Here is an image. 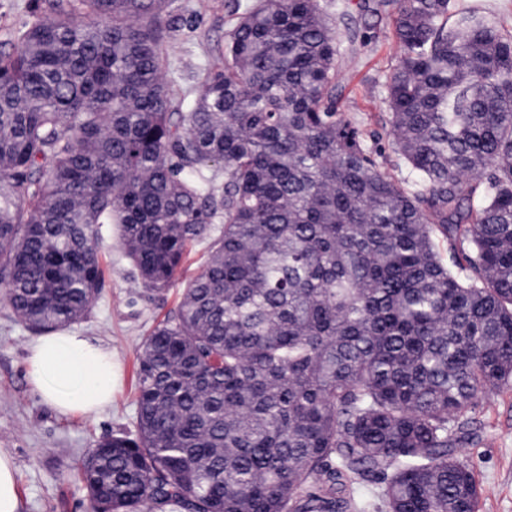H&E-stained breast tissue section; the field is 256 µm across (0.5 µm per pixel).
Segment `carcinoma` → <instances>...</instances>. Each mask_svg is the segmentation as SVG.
I'll return each instance as SVG.
<instances>
[{
  "label": "carcinoma",
  "mask_w": 512,
  "mask_h": 512,
  "mask_svg": "<svg viewBox=\"0 0 512 512\" xmlns=\"http://www.w3.org/2000/svg\"><path fill=\"white\" fill-rule=\"evenodd\" d=\"M171 6L50 0L0 51V283L20 322L85 315L104 224L150 294L210 251L142 343L137 435L75 465L92 512H478L467 414L512 383V30L398 0L383 93L406 179L336 110L319 0H250L182 95Z\"/></svg>",
  "instance_id": "cac0c4a2"
}]
</instances>
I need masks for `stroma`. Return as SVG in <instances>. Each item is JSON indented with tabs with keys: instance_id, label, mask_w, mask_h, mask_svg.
<instances>
[{
	"instance_id": "1",
	"label": "stroma",
	"mask_w": 512,
	"mask_h": 512,
	"mask_svg": "<svg viewBox=\"0 0 512 512\" xmlns=\"http://www.w3.org/2000/svg\"><path fill=\"white\" fill-rule=\"evenodd\" d=\"M343 2L345 15L333 19L342 51L336 108L378 133L386 112L382 85L397 63L394 14L363 15L360 0ZM237 3L174 0L181 22L167 47L166 77L176 88L194 84L197 74L215 63ZM100 253L104 287L87 315L71 326L109 346L122 368L121 386L96 418L62 416L40 400L27 379L29 346L37 334L17 322L0 297V448L13 457L22 512H90L72 466L102 437L136 433L141 341L175 309L185 283L208 259L206 244L195 245L167 292L148 294L111 225L102 229ZM474 418L480 438L465 444L461 457L481 488L479 512H512V386L480 403Z\"/></svg>"
}]
</instances>
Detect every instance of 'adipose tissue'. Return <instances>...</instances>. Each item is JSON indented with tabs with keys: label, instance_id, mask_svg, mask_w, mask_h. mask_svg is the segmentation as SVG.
<instances>
[{
	"label": "adipose tissue",
	"instance_id": "adipose-tissue-1",
	"mask_svg": "<svg viewBox=\"0 0 512 512\" xmlns=\"http://www.w3.org/2000/svg\"><path fill=\"white\" fill-rule=\"evenodd\" d=\"M28 380L57 413L99 414L112 401L120 375L112 352L88 336L52 332L30 348Z\"/></svg>",
	"mask_w": 512,
	"mask_h": 512
}]
</instances>
